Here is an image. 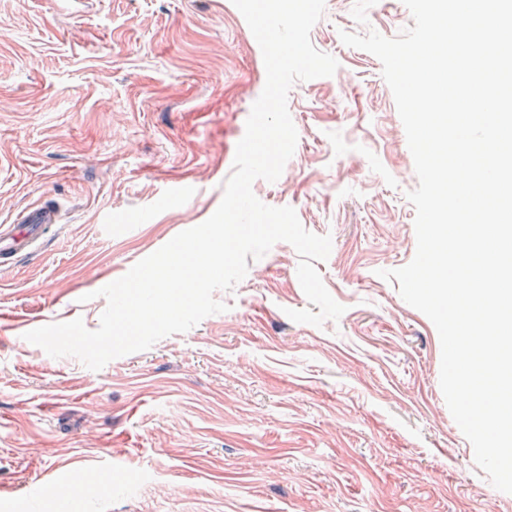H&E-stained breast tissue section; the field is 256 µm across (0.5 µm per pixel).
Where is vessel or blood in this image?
Instances as JSON below:
<instances>
[{
    "label": "vessel or blood",
    "instance_id": "1",
    "mask_svg": "<svg viewBox=\"0 0 512 512\" xmlns=\"http://www.w3.org/2000/svg\"><path fill=\"white\" fill-rule=\"evenodd\" d=\"M60 221L58 206L50 201L22 211L14 223L0 226V265L21 253L33 252L47 230Z\"/></svg>",
    "mask_w": 512,
    "mask_h": 512
}]
</instances>
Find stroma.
I'll use <instances>...</instances> for the list:
<instances>
[{"mask_svg":"<svg viewBox=\"0 0 512 512\" xmlns=\"http://www.w3.org/2000/svg\"><path fill=\"white\" fill-rule=\"evenodd\" d=\"M403 0H325L310 39L333 76L296 82L295 152L263 203L332 238L317 269L345 311L309 302L276 243L228 311L93 371L0 331V512H512L455 423L433 323L380 273L416 251L413 157L382 65L340 31L392 38ZM266 81L232 0H0V225L61 207L37 252L0 267V313L82 319L97 291L217 209Z\"/></svg>","mask_w":512,"mask_h":512,"instance_id":"obj_1","label":"stroma"}]
</instances>
